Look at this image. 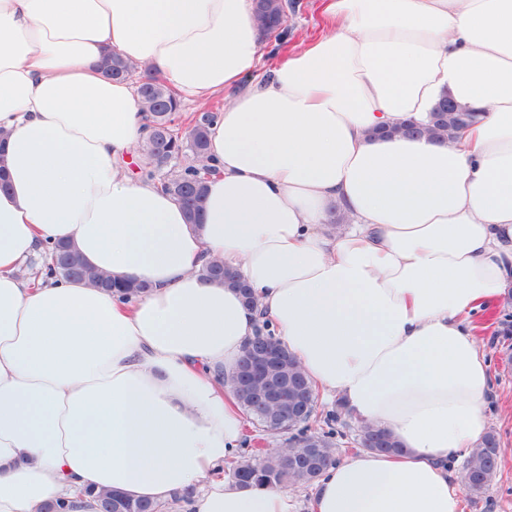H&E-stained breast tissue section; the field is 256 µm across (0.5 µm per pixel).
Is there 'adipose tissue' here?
Segmentation results:
<instances>
[{"label": "adipose tissue", "mask_w": 512, "mask_h": 512, "mask_svg": "<svg viewBox=\"0 0 512 512\" xmlns=\"http://www.w3.org/2000/svg\"><path fill=\"white\" fill-rule=\"evenodd\" d=\"M326 33L260 71L252 0H0V512H463L453 459L485 435L472 313L512 293V0H320ZM116 53L209 128L199 223L131 178L147 135ZM248 89H241L245 78ZM455 141L398 133L442 96ZM59 243L112 280L21 275ZM236 268L257 309L203 279ZM327 400L397 453L328 467L306 502L223 474L244 416L218 380L262 322ZM101 512H160L154 503L127 496L102 492L99 494Z\"/></svg>", "instance_id": "adipose-tissue-1"}]
</instances>
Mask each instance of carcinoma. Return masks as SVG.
<instances>
[{
  "label": "carcinoma",
  "instance_id": "carcinoma-1",
  "mask_svg": "<svg viewBox=\"0 0 512 512\" xmlns=\"http://www.w3.org/2000/svg\"><path fill=\"white\" fill-rule=\"evenodd\" d=\"M254 15L261 36H268L281 30L285 22L283 4L279 0H256ZM107 76L122 79L129 76L134 66L114 53L101 62ZM137 93L140 111L147 114L149 134L140 143L139 152L141 174L151 180L159 181L162 190L169 193L183 208L189 223H194L196 215L202 208L206 195V179L212 172L205 163L208 148V131L218 116V111L206 109L199 114L186 118V126L174 124L173 115L180 111L181 102L170 87L150 68L143 70L138 82ZM466 111L459 108L455 112H443L441 107L431 112L429 122L421 132L438 140L454 138L458 131L459 118ZM192 155L195 163L178 171H172L159 177L160 165L171 156L184 157ZM52 275L66 279H79L97 288H117L125 293H143L146 285L129 281L114 284L112 279L89 268L80 255L67 243L55 246L52 261L46 266ZM199 274L210 280L227 283L241 292L247 306L256 304L253 291L243 287L240 272H232L224 263L207 261ZM243 410L250 416V426L245 428L242 444L247 452L230 457L224 462V473H242L250 478L243 488L262 485H278L282 488H301L310 485L329 466L336 463L340 452V439L344 434L338 430L342 424L344 408L322 413L316 405H311L307 424L304 429L311 430L318 436V447L304 448L299 435L288 437L287 446L271 450L268 448V436L273 430L259 416L261 409L244 406ZM384 438L383 452H398L401 446L390 433L370 424L359 427L354 440V450H361L366 443L375 438ZM499 439L493 431L486 433L482 441L472 449L466 459L465 468L474 475L473 482L465 487L472 498L483 495L494 480L498 470ZM100 512H158L154 503L133 499L127 496L102 492L99 494Z\"/></svg>",
  "mask_w": 512,
  "mask_h": 512
}]
</instances>
